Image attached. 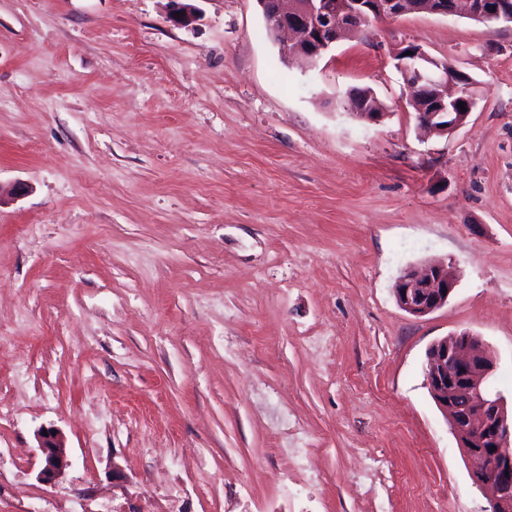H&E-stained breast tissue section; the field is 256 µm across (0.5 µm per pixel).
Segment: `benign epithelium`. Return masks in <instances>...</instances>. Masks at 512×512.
I'll return each mask as SVG.
<instances>
[{"instance_id": "benign-epithelium-1", "label": "benign epithelium", "mask_w": 512, "mask_h": 512, "mask_svg": "<svg viewBox=\"0 0 512 512\" xmlns=\"http://www.w3.org/2000/svg\"><path fill=\"white\" fill-rule=\"evenodd\" d=\"M174 24L190 26L196 8L174 0ZM458 0H258L264 20L280 41L281 52L313 68L339 39L363 34L375 22L403 15L428 13L448 16ZM469 16L481 22L512 23L509 0H464ZM403 80L411 90L409 105L419 127L428 134L448 135L465 124L476 104L470 77L410 44L397 55ZM355 115L375 120L382 104L363 102L348 92ZM464 103L460 110L458 103ZM457 284L454 269L438 262L407 268L399 276L394 296L398 306L416 317L448 304ZM496 357L482 340L467 332L434 341L426 352L425 378L430 395L441 410L466 458L470 475L489 504V512H512V416L505 398L490 386ZM496 450H491V447ZM42 467L38 478L51 483L69 466L59 434L40 436Z\"/></svg>"}]
</instances>
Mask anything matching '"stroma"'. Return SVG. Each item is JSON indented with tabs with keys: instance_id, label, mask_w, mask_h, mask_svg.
Masks as SVG:
<instances>
[{
	"instance_id": "35a3bbf8",
	"label": "stroma",
	"mask_w": 512,
	"mask_h": 512,
	"mask_svg": "<svg viewBox=\"0 0 512 512\" xmlns=\"http://www.w3.org/2000/svg\"><path fill=\"white\" fill-rule=\"evenodd\" d=\"M196 4L0 0V512H486L424 362L472 332L512 407V24L410 14L304 69L257 0ZM412 43L475 84L449 135ZM429 260L457 286L414 317ZM407 51L412 55H406ZM397 60V68L411 90L409 105L423 131L443 136L465 124L476 104L470 77L447 62L432 58L415 44L402 48ZM449 88L454 92L448 93ZM459 102H464L466 112L459 109ZM456 284L457 275L448 264L428 262L405 269L395 284L394 296L402 310L421 317L447 305ZM43 431H47V436L42 435ZM43 431L40 433L39 446L42 450V467L38 478L42 482L51 483L64 474L70 463L59 433L54 429ZM52 431H56V434H52Z\"/></svg>"
}]
</instances>
